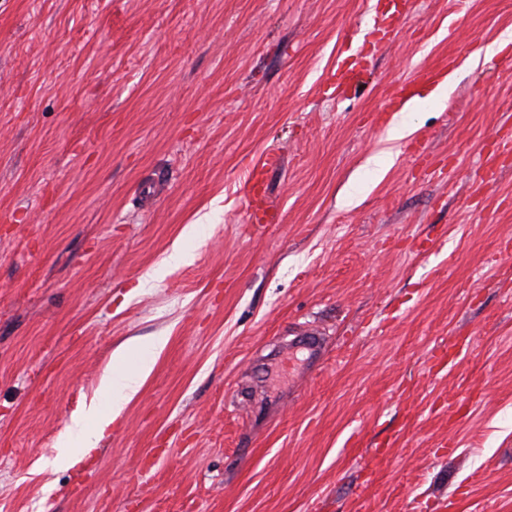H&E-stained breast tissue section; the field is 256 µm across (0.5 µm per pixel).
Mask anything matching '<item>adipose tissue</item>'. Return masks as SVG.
I'll return each mask as SVG.
<instances>
[{"mask_svg":"<svg viewBox=\"0 0 512 512\" xmlns=\"http://www.w3.org/2000/svg\"><path fill=\"white\" fill-rule=\"evenodd\" d=\"M136 347V342L131 341L114 351L113 360L117 362L118 367L106 372L98 386L103 399L99 402L91 401L88 407L72 415L67 435L62 436L56 444L58 464H72L77 449L72 441L73 435H82L81 446L95 447L115 416L114 402L130 400L139 391L152 369L151 359H143L133 370L122 366L127 354Z\"/></svg>","mask_w":512,"mask_h":512,"instance_id":"adipose-tissue-1","label":"adipose tissue"}]
</instances>
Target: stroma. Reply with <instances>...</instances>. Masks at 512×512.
Masks as SVG:
<instances>
[{"instance_id": "stroma-1", "label": "stroma", "mask_w": 512, "mask_h": 512, "mask_svg": "<svg viewBox=\"0 0 512 512\" xmlns=\"http://www.w3.org/2000/svg\"><path fill=\"white\" fill-rule=\"evenodd\" d=\"M376 7L0 0V512H512V162L481 182L512 0H413L338 96L339 33ZM451 55L440 104L370 122ZM310 328L319 369L283 374ZM154 336L99 446L56 467L115 349ZM282 165V157L269 152L265 155L262 163L253 165L248 175V204L252 210V222L256 224H271L277 217L272 207L268 205L265 198V182L270 171Z\"/></svg>"}]
</instances>
